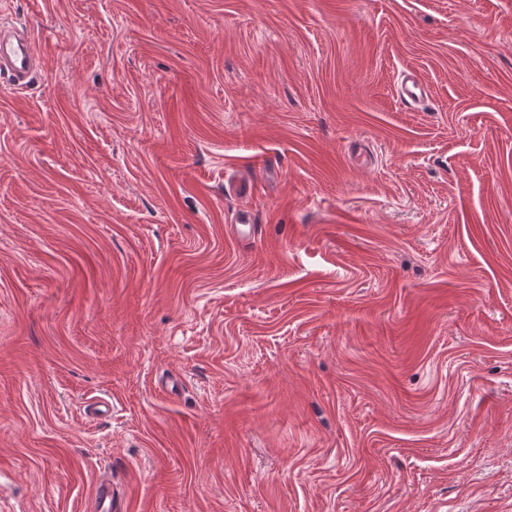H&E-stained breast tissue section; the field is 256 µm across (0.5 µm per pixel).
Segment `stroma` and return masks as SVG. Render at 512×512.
I'll return each instance as SVG.
<instances>
[{
  "mask_svg": "<svg viewBox=\"0 0 512 512\" xmlns=\"http://www.w3.org/2000/svg\"><path fill=\"white\" fill-rule=\"evenodd\" d=\"M7 2L0 512H512V0ZM40 68L31 38L24 29L0 20V72H7L17 89L27 86ZM401 97L410 105H418L427 98L426 88L421 79L413 72H405L400 82ZM122 501L112 489V482L103 481L96 489L93 508L95 512H117L122 510Z\"/></svg>",
  "mask_w": 512,
  "mask_h": 512,
  "instance_id": "obj_1",
  "label": "stroma"
}]
</instances>
